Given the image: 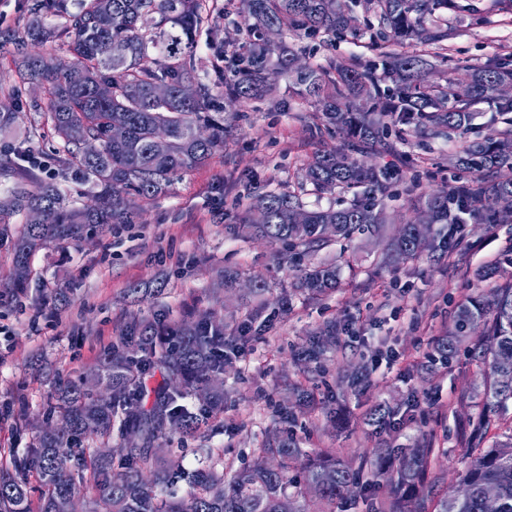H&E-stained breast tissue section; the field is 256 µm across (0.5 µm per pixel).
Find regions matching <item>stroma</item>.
Masks as SVG:
<instances>
[{
  "label": "stroma",
  "instance_id": "obj_1",
  "mask_svg": "<svg viewBox=\"0 0 512 512\" xmlns=\"http://www.w3.org/2000/svg\"><path fill=\"white\" fill-rule=\"evenodd\" d=\"M448 13L452 30L445 49L432 50V80H464L470 67L512 68V6L506 0H459ZM32 0H0V72L13 67L11 36L30 19ZM307 61L329 66L371 61L388 43L362 35L330 43L326 34L295 42ZM467 130L438 138L417 125H396L392 153L374 163L389 168L385 190L366 201L383 209V237L357 236L348 251L339 244L311 255V262L346 258L340 286L324 296L282 300L280 290L297 268L281 245L250 236L239 222L252 196L269 190L301 191L305 208L348 204L340 190L300 188L309 157L340 147L342 135L318 131L316 99L295 96L278 79L264 98L238 105L224 123V147L205 164L183 172L165 194L142 202L134 224H110L81 241L54 240L30 258L24 289L13 282L16 239L24 223L15 216L0 234V469L17 473L31 503L45 487L36 470L16 471L46 421L58 389L82 379L115 336L138 317L169 325L214 309L226 324H244L249 309L265 303L270 327L250 336L243 351L224 356V401L210 411L201 433L173 432L153 451L165 466L193 471L209 465L232 475L258 458L264 443L292 440L307 463L323 453L359 465L377 448H412L428 440L435 450L434 480L418 490L436 502L458 487L466 465L461 427L477 423L484 371L466 352L434 361L435 347L457 306L476 295V272L512 258V224H464L444 254H422L395 264L383 260L389 237L419 219L417 199L474 180L455 157L474 141L512 128V117L476 107ZM27 137L29 159L12 147ZM60 145L37 114L28 112L20 133L0 136V201L13 188L35 190L58 172ZM237 275L224 280L225 272ZM269 288L253 295L252 281ZM336 341L297 366L294 356L327 323ZM394 414L371 420L376 407Z\"/></svg>",
  "mask_w": 512,
  "mask_h": 512
}]
</instances>
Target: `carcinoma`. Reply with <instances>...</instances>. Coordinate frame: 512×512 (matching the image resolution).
<instances>
[{
  "instance_id": "obj_1",
  "label": "carcinoma",
  "mask_w": 512,
  "mask_h": 512,
  "mask_svg": "<svg viewBox=\"0 0 512 512\" xmlns=\"http://www.w3.org/2000/svg\"><path fill=\"white\" fill-rule=\"evenodd\" d=\"M204 0H36L32 17L23 31L14 34L13 104L0 110V131L19 124L26 103L22 86L40 83L47 106L41 112L46 124L63 144L59 157L62 174L88 186L89 203L77 206L54 179L40 180L35 190L18 191L16 206L0 219L30 207L44 210L43 223L25 224L18 235L14 259L15 280L29 276V257L49 239L77 240L92 224H132L139 210L132 200L152 199L164 193L174 177L209 160L224 147V113L227 104L261 97L268 91L269 72L291 78L301 92L323 103L319 128L327 134L348 136V152L313 155L305 181L315 191L339 188L354 192L342 208L307 212V222L292 223L303 209L298 195L269 191L256 197L255 211L265 222L251 225L252 233L270 242L305 254H315L332 241L350 242L357 233H376L381 214L375 205L359 200L358 188H382L387 171L362 165L357 156L369 151L391 150L385 132L389 123H414L429 136L439 137L449 128L464 129L474 119L472 107L479 102L493 111L512 112V99L498 97V88L512 84V68L497 64L475 66L468 73V94L459 96L452 80L431 83L432 68L426 54L388 52L365 67L333 63L324 69L302 62L288 38L324 32L334 37L355 35L357 27L346 0H238L235 14L247 23L253 40L232 46L217 41V29L203 15ZM378 22L377 33L394 37L400 44L426 46L448 39V29L433 20L436 12L461 9L457 0H367ZM65 19L64 34L69 57L33 53L31 42L58 37L49 19ZM277 29L276 44L264 38L265 30ZM206 34L215 50L213 71L198 73L191 49ZM169 87L164 100L153 97V87ZM197 87L195 97L181 94L184 85ZM123 117L126 136L109 138L110 117ZM460 165L478 177L448 193L439 191L419 197L431 224L512 223V137L504 134L470 144ZM123 194L124 206L112 207L109 185ZM421 252L409 224L390 244L389 260L404 263ZM480 278L494 281L491 299L473 297L461 303L454 326L438 344L441 359L456 353L461 339L479 324L483 335L470 345L472 358L484 365V425L512 404V276L498 277L497 268L485 269ZM340 268L320 263L299 270L295 291L325 295L335 289ZM224 320L211 313L193 322L160 329L134 320L119 336V343L104 355L90 378L70 383L57 403L67 426L48 425L37 436L36 446L16 461V468L34 467L46 487L41 512H58L61 499L81 491L92 480L86 512L106 506L112 512H280L288 500L289 512H310L299 494L289 493L288 476L298 449L288 441L267 443L260 452L275 456L279 468L247 465L230 480L213 468L186 472L160 469L149 448L170 432H194L207 422L208 406L224 398L219 377L224 362L215 350L224 346ZM160 371L151 403L137 395V377L148 367ZM196 395L204 408L194 413L180 400ZM118 431L133 436L119 468L113 460L86 449L77 441L112 439ZM470 461L459 475L467 490L460 501L443 497L434 512H485L484 493H498V512H512V433L485 445L483 434L467 438ZM433 448L429 445L403 452L396 476L387 484L386 512H428L423 498L407 491L425 482ZM177 479L188 480L196 492L188 499L160 497L152 486ZM359 473L349 466L326 460L303 468V483L322 505L321 512H336V505L357 488ZM0 512H30L22 484L10 473L0 472Z\"/></svg>"
}]
</instances>
